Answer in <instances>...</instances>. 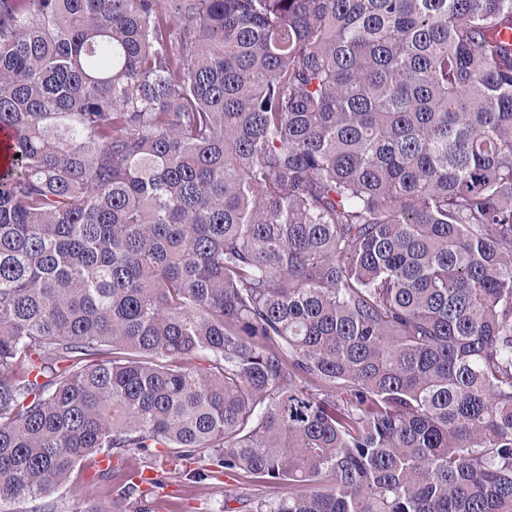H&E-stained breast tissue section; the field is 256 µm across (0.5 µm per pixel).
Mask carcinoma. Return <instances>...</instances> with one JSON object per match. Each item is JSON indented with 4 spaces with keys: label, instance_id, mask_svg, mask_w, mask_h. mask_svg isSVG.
<instances>
[{
    "label": "carcinoma",
    "instance_id": "cac0c4a2",
    "mask_svg": "<svg viewBox=\"0 0 512 512\" xmlns=\"http://www.w3.org/2000/svg\"><path fill=\"white\" fill-rule=\"evenodd\" d=\"M501 26L0 0V507L105 454L112 512L223 476L288 487L224 512H512Z\"/></svg>",
    "mask_w": 512,
    "mask_h": 512
}]
</instances>
